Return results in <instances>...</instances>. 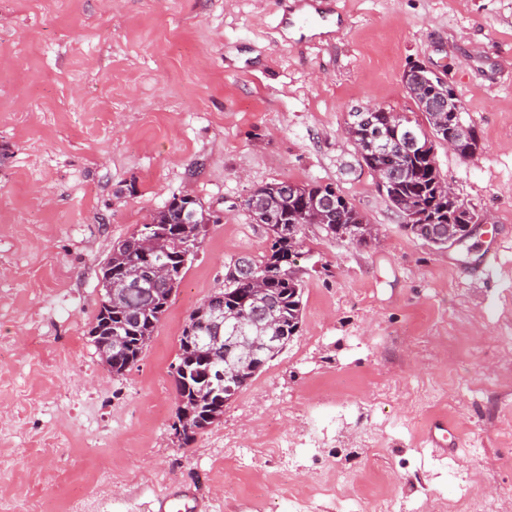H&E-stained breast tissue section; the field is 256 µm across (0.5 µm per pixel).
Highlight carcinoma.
Instances as JSON below:
<instances>
[{
  "label": "carcinoma",
  "instance_id": "cac0c4a2",
  "mask_svg": "<svg viewBox=\"0 0 512 512\" xmlns=\"http://www.w3.org/2000/svg\"><path fill=\"white\" fill-rule=\"evenodd\" d=\"M407 94L415 102L418 110L426 117L429 128L418 121H412L413 133L418 147L410 153H401L398 144L392 143L389 149L377 155L367 149L370 136L375 130L388 131L387 117L380 114L374 117V125L356 126L350 133L357 152L363 155L365 167L372 171L381 164L390 165V173L395 177V198L407 203L423 215L421 226L427 233L436 235L448 230L450 224H460L463 215L457 208L448 205V197L438 191L441 173L435 159L429 157L437 141L448 138V125L437 122V114L430 111L431 103L439 97H455L452 88H445L428 79L403 78ZM330 184L299 183L297 192H287L285 182L276 181L253 189L243 201L249 217L261 225L271 239L270 253L253 261L254 276L261 279L259 287L265 289L276 308L277 330L281 336H295L299 332L302 319V287L290 271L291 258L301 248L302 230L299 223L302 210L314 199L324 200L335 196V206L323 212L317 226L326 236L336 237L337 229L349 224H360L365 217L349 202L342 193H334ZM211 214L203 204L194 199L187 203L176 197L170 199L148 224H142L129 237L112 245V253L101 268L102 288L121 289L119 303L114 309L101 305L90 328L94 336L96 350L108 348L112 344L110 329H118L124 339L121 361L112 366V375L120 377L130 371L140 361L141 354L157 329L162 316L168 309L169 295L165 284L149 292L145 288H125L123 280L132 270L146 265V258L140 249L139 241L151 237L156 240V251L152 261L166 265L176 284H181L188 263L198 254ZM224 306H237L251 312L255 310L253 284L248 280L230 282L224 279ZM136 314V321L128 320L127 313ZM209 313L195 310L189 318L180 337L178 363L172 372L176 396L187 400L192 416L184 429L183 442L189 444L197 434L214 424L224 415L225 402L245 388L261 372L246 365L241 367V380L233 385V390L224 393L223 400L211 395L205 388L206 371L209 363L203 361L210 349L200 344L199 337L207 335Z\"/></svg>",
  "mask_w": 512,
  "mask_h": 512
}]
</instances>
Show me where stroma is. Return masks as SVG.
Segmentation results:
<instances>
[{
    "mask_svg": "<svg viewBox=\"0 0 512 512\" xmlns=\"http://www.w3.org/2000/svg\"><path fill=\"white\" fill-rule=\"evenodd\" d=\"M0 0V512H512V0ZM444 76L481 131L456 194L490 221L414 237L344 132L377 103L420 118L402 75ZM331 183L361 246L306 226L301 330L180 446L171 366L191 313L270 241L243 200ZM191 193L217 216L140 361L117 377L88 331L114 242ZM497 254L492 274L486 252Z\"/></svg>",
    "mask_w": 512,
    "mask_h": 512,
    "instance_id": "obj_1",
    "label": "stroma"
}]
</instances>
